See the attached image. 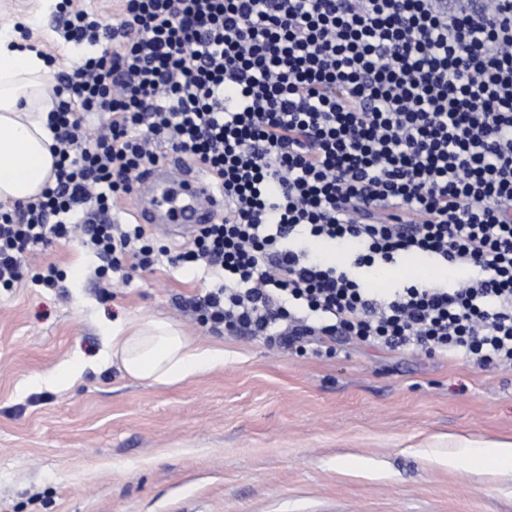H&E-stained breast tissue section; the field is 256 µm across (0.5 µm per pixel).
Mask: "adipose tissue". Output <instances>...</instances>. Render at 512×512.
<instances>
[{
  "label": "adipose tissue",
  "mask_w": 512,
  "mask_h": 512,
  "mask_svg": "<svg viewBox=\"0 0 512 512\" xmlns=\"http://www.w3.org/2000/svg\"><path fill=\"white\" fill-rule=\"evenodd\" d=\"M48 73L42 55L21 48L11 28H0L1 202L35 200L53 179ZM110 352L126 375L156 385L183 382L224 361L223 350L197 347L173 323L157 319L118 325ZM463 458L481 473H511L512 439H459L445 463L453 468Z\"/></svg>",
  "instance_id": "adipose-tissue-1"
}]
</instances>
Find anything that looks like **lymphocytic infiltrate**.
I'll use <instances>...</instances> for the list:
<instances>
[{
  "label": "lymphocytic infiltrate",
  "mask_w": 512,
  "mask_h": 512,
  "mask_svg": "<svg viewBox=\"0 0 512 512\" xmlns=\"http://www.w3.org/2000/svg\"><path fill=\"white\" fill-rule=\"evenodd\" d=\"M64 37L100 51L48 86L54 181L0 213L1 287L78 228L116 267L214 268L199 319L231 333L512 369V0H123L119 23L79 12ZM84 112L105 132L87 139ZM157 142L224 199L176 253L108 219ZM404 255L468 275L362 287L357 270Z\"/></svg>",
  "instance_id": "obj_1"
}]
</instances>
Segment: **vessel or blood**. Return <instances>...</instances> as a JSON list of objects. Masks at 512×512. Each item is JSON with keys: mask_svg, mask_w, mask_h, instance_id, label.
Masks as SVG:
<instances>
[{"mask_svg": "<svg viewBox=\"0 0 512 512\" xmlns=\"http://www.w3.org/2000/svg\"><path fill=\"white\" fill-rule=\"evenodd\" d=\"M136 196L138 223L164 225L173 236L189 235L194 225L210 223L224 208L223 198L176 160L141 176Z\"/></svg>", "mask_w": 512, "mask_h": 512, "instance_id": "obj_1", "label": "vessel or blood"}]
</instances>
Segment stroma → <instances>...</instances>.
Listing matches in <instances>:
<instances>
[{"instance_id": "obj_1", "label": "stroma", "mask_w": 512, "mask_h": 512, "mask_svg": "<svg viewBox=\"0 0 512 512\" xmlns=\"http://www.w3.org/2000/svg\"><path fill=\"white\" fill-rule=\"evenodd\" d=\"M0 0V26L53 58L68 13L118 23V0H72L36 18ZM27 275L0 288V512H512V475L436 465L449 438H512V370L406 350L298 356L202 324L217 280L190 263L115 270L83 237L25 251ZM60 287L36 285L47 267ZM80 269L72 277V269ZM166 318L223 365L151 385L107 362L108 331ZM91 368L53 383L66 362Z\"/></svg>"}]
</instances>
